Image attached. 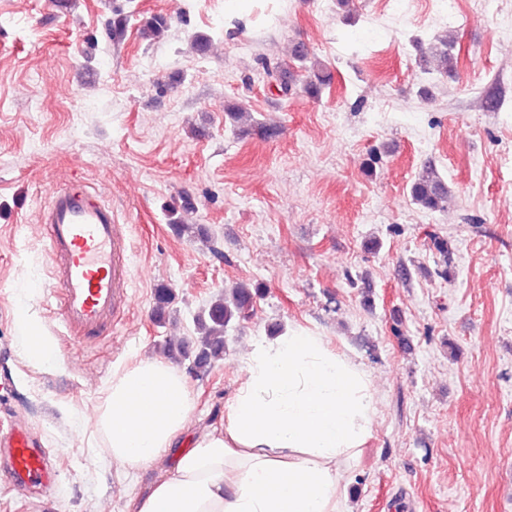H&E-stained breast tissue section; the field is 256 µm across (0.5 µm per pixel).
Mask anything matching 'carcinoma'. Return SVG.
<instances>
[{
  "mask_svg": "<svg viewBox=\"0 0 512 512\" xmlns=\"http://www.w3.org/2000/svg\"><path fill=\"white\" fill-rule=\"evenodd\" d=\"M167 27V20L161 16H154L143 21L141 33L147 37H156ZM452 45L446 40L431 45L422 53L421 62L426 67H433L440 73L448 72L452 63ZM293 61L299 63L305 71L304 91L314 96L318 94L321 86L330 81L329 74L320 62L310 57L304 45L298 44L291 51ZM410 195L413 202L426 210H437L444 207L450 198V190L437 173L435 168L428 164L424 166L421 174L411 183ZM263 288H254L247 284L224 290L216 295L208 306L196 317V330L198 337L199 364L207 367L211 361L223 356L225 349L226 329L237 320L248 318L254 310L257 300L263 296Z\"/></svg>",
  "mask_w": 512,
  "mask_h": 512,
  "instance_id": "obj_1",
  "label": "carcinoma"
}]
</instances>
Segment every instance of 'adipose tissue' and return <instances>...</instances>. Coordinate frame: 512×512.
Wrapping results in <instances>:
<instances>
[{"mask_svg":"<svg viewBox=\"0 0 512 512\" xmlns=\"http://www.w3.org/2000/svg\"><path fill=\"white\" fill-rule=\"evenodd\" d=\"M16 321L38 338L25 359L56 365L29 307ZM244 365L223 429L182 449L176 442L193 411L186 379L160 361L113 373L96 408L112 461L135 471L177 454L137 512H336L340 463L372 433L379 399L370 377L323 337L301 331L252 344Z\"/></svg>","mask_w":512,"mask_h":512,"instance_id":"1","label":"adipose tissue"}]
</instances>
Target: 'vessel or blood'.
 I'll list each match as a JSON object with an SVG mask.
<instances>
[{"mask_svg": "<svg viewBox=\"0 0 512 512\" xmlns=\"http://www.w3.org/2000/svg\"><path fill=\"white\" fill-rule=\"evenodd\" d=\"M41 222L55 290L46 304H58L60 321L80 342L98 339L128 305L133 288L130 243L102 195L80 180L51 189ZM7 458L0 479L50 495L58 480L40 439L21 425L0 436Z\"/></svg>", "mask_w": 512, "mask_h": 512, "instance_id": "obj_1", "label": "vessel or blood"}]
</instances>
